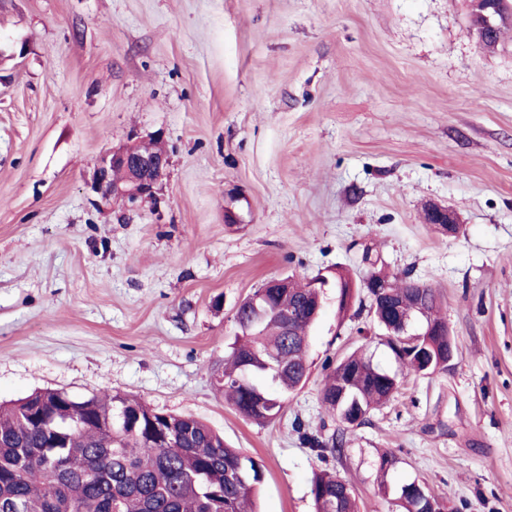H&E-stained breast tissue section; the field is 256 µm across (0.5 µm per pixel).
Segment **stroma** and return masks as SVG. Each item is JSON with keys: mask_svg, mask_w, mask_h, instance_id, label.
Here are the masks:
<instances>
[{"mask_svg": "<svg viewBox=\"0 0 512 512\" xmlns=\"http://www.w3.org/2000/svg\"><path fill=\"white\" fill-rule=\"evenodd\" d=\"M155 132V199L91 191ZM369 254L436 288L448 369L401 374L326 288L281 416L226 403L238 302L281 275L362 280ZM360 347L400 386L350 428L320 388ZM44 389L205 422L261 464L259 512H314L322 470L359 512H403L411 482L445 512H512V30L483 51L468 0H0V404ZM425 224L435 225L440 232L446 229L448 224V234L453 235L458 232V223L454 213L448 207L440 205H428L424 210Z\"/></svg>", "mask_w": 512, "mask_h": 512, "instance_id": "35a3bbf8", "label": "stroma"}]
</instances>
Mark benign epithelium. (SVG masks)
<instances>
[{
  "mask_svg": "<svg viewBox=\"0 0 512 512\" xmlns=\"http://www.w3.org/2000/svg\"><path fill=\"white\" fill-rule=\"evenodd\" d=\"M471 6L473 20L481 19L484 27H494L497 14L495 0H471ZM150 140L161 143L163 136L154 134L132 140L102 157L94 168L91 190L104 200L121 197L131 204L154 199L168 175L169 155L164 149L144 150V144ZM424 222L446 224L450 235L458 232L456 217L445 206H427Z\"/></svg>",
  "mask_w": 512,
  "mask_h": 512,
  "instance_id": "obj_1",
  "label": "benign epithelium"
}]
</instances>
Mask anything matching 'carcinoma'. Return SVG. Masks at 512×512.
<instances>
[{
    "label": "carcinoma",
    "mask_w": 512,
    "mask_h": 512,
    "mask_svg": "<svg viewBox=\"0 0 512 512\" xmlns=\"http://www.w3.org/2000/svg\"><path fill=\"white\" fill-rule=\"evenodd\" d=\"M504 16L488 42L496 50L512 27V0H499ZM373 279L395 284L397 307L379 302L374 318L386 322L388 345L403 370L424 375L448 367V337L401 336L400 323L417 316L421 303L426 320L443 329L437 315L436 289L410 279L387 275L379 260L365 256ZM338 315L354 305L355 282L341 274ZM315 295L293 284L282 291L258 288L244 298L234 314L235 341L224 357L220 392L237 411L259 424L277 419L290 393L308 377L306 349ZM293 310V335L284 328V313ZM398 389L397 376L359 352L339 361L326 376L322 402L342 417L349 406L362 418L386 403ZM124 412L123 427L113 424ZM262 468L224 443L202 421L160 413L121 394L103 392L74 397L62 390H38L0 404V512H255ZM316 512H356L349 486L329 473L314 475L311 486ZM404 512H431L438 502L414 483L401 488Z\"/></svg>",
    "instance_id": "obj_1"
}]
</instances>
